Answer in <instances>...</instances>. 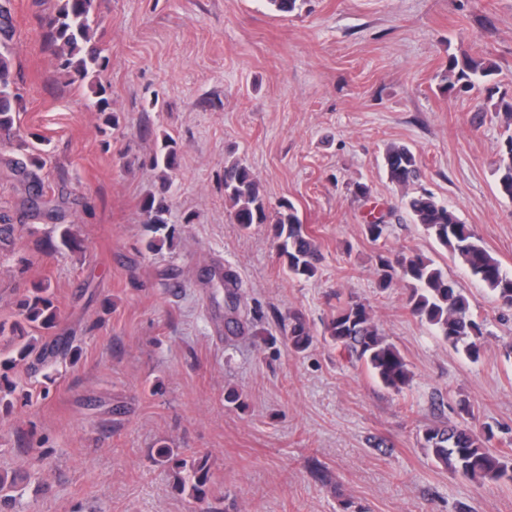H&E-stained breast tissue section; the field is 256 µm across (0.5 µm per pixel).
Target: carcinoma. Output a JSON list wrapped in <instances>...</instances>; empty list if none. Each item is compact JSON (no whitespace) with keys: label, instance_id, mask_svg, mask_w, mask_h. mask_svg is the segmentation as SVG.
Masks as SVG:
<instances>
[{"label":"carcinoma","instance_id":"cac0c4a2","mask_svg":"<svg viewBox=\"0 0 512 512\" xmlns=\"http://www.w3.org/2000/svg\"><path fill=\"white\" fill-rule=\"evenodd\" d=\"M97 0H59L56 14L47 23V37L56 48L57 58L67 75L73 80H89L97 100L91 107L99 112L108 108L103 97L101 76L107 70L109 60L101 56L94 39L93 15ZM495 67L490 62L469 58L462 62L451 59L443 81L452 89L459 82L473 87L493 75ZM15 81L9 55L0 52V129L11 130L17 125V101ZM421 161L406 146L392 145L384 156V166L391 181L408 186L419 177ZM152 166L163 174L175 170L177 150L174 142L164 143L161 151L152 157ZM42 162L33 157L29 164L8 163L5 177L25 186L23 208L50 219L62 218L60 205L54 203V194L46 186L40 171ZM499 193L512 200V134L504 141L500 163L496 170ZM224 195L229 201L232 221L243 229L267 221L266 204L259 185L250 169L233 163L224 168ZM406 208L415 223L443 246L450 256L461 261L468 272L496 294L501 302L512 307V275L504 270L498 259L483 245L471 225L464 223L455 209L441 203L426 191L410 195ZM143 210L148 223H166V204L154 198L147 199ZM275 237L281 254L287 258L288 272L295 276L312 277L319 260L318 249L306 225L288 201L279 205L275 224ZM15 227L11 216L0 212V243L14 242ZM376 274L379 287L387 288L393 281H403L408 287L406 303L412 314L424 319L456 350L460 349L472 361L480 357L482 340L490 335L484 324L478 321L470 308L468 298L455 287L453 281L435 262L421 254L393 258L378 256ZM19 316L10 332L19 339L27 334L26 327L50 329L55 324L56 309L48 297L46 285L34 288L31 296L19 304ZM331 338L349 357L363 363L381 384L397 393L411 381V372L397 347L389 342L376 322L369 306L349 296L341 303L333 318ZM291 341L296 349H303L310 342L305 324L297 319L291 327ZM66 343L59 340L54 345L36 347L32 340L20 345L16 358L4 362L10 366L15 361L34 358L40 365L55 359ZM490 433L479 436L462 420L441 424L423 430L422 447L434 460L454 474H460L479 484L486 482H512V466L506 455L492 451L486 444ZM156 462L179 475L180 487L190 482L191 497L202 501L208 494L209 455L204 453L190 459L181 458L167 445L157 449Z\"/></svg>","mask_w":512,"mask_h":512}]
</instances>
